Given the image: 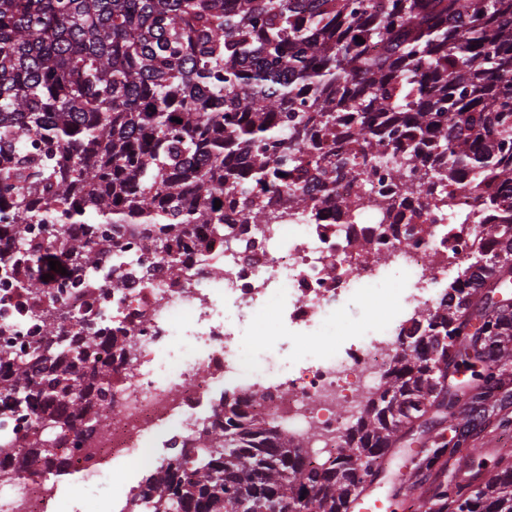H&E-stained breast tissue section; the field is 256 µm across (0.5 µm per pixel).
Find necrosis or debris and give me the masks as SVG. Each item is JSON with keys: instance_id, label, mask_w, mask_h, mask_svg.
<instances>
[{"instance_id": "4bbe7bcc", "label": "necrosis or debris", "mask_w": 512, "mask_h": 512, "mask_svg": "<svg viewBox=\"0 0 512 512\" xmlns=\"http://www.w3.org/2000/svg\"><path fill=\"white\" fill-rule=\"evenodd\" d=\"M373 189L392 213L420 215V223H383L372 210L353 224L266 226L237 214L228 236L197 227L198 249L178 277L156 260L152 235L139 231L123 238L122 254L148 262L147 273L117 287L104 276L93 288L70 287L65 274L49 280L46 294L65 298L74 318L135 333L121 337L129 360L116 362L112 386L93 408L99 426L78 421L77 433L57 444L78 490L46 477L41 460L19 444L0 470V512H58L65 498L71 512H154L121 463L160 446L183 455L223 418L228 396L246 399L255 418L286 425L307 467L341 453L402 339L420 313L439 306L451 275L475 264L479 243L494 230L470 190H459L454 210L441 213L404 200L389 183L374 181ZM363 241L379 262L365 260L357 248ZM354 295L368 298L373 317L348 329L338 311ZM16 296L0 287V345L22 357L41 303L28 300L17 313ZM269 320L288 335L279 353L259 348L241 356L240 336Z\"/></svg>"}]
</instances>
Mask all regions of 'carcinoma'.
Returning a JSON list of instances; mask_svg holds the SVG:
<instances>
[{
    "mask_svg": "<svg viewBox=\"0 0 512 512\" xmlns=\"http://www.w3.org/2000/svg\"><path fill=\"white\" fill-rule=\"evenodd\" d=\"M226 2L0 0V277L19 299L43 294L36 269L58 251L80 286L129 229L158 228L176 273L196 225L278 223L316 208L312 187L354 223L381 168L409 196L427 187L434 209L467 186L492 211L512 197V0ZM327 139L348 147L324 152ZM343 184L351 195L335 197ZM497 215L494 256L421 315L340 456L308 470L299 443L226 400L224 422L143 482L156 512H350L405 435L460 404L470 433L512 365V303L487 301L512 275V213ZM66 224L94 237L66 238ZM101 224L112 237H96ZM106 342L84 319L66 348L0 349L14 366L5 407L52 405L40 421L66 435L112 384ZM16 442L65 470L39 430L0 447ZM431 505L512 512V465L443 485Z\"/></svg>",
    "mask_w": 512,
    "mask_h": 512,
    "instance_id": "1",
    "label": "carcinoma"
}]
</instances>
